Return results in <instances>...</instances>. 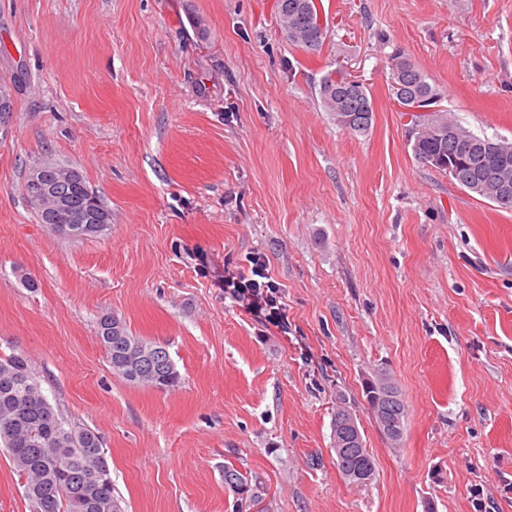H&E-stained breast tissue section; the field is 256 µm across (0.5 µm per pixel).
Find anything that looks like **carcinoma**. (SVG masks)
<instances>
[{
  "mask_svg": "<svg viewBox=\"0 0 512 512\" xmlns=\"http://www.w3.org/2000/svg\"><path fill=\"white\" fill-rule=\"evenodd\" d=\"M276 13L282 32L288 40L304 51L321 50L327 30L318 31L309 37L291 36L293 24L308 15L318 14L316 0H276ZM401 60L407 69L402 73V94L407 97L426 96L437 93L428 81V76L401 51L391 56ZM320 97L325 111L331 115L349 111L362 114V125L351 127L352 133L369 131L373 119V103L370 92L363 88L354 93L336 91L335 75L328 74L322 81ZM435 122L449 123L457 138H439L428 119L416 121L421 131L415 133L412 151L424 164H434L438 171L445 167L433 163L438 156H448L456 151V139H478L481 145L471 149L466 162L457 169L454 182L461 189L474 193L491 167L504 169L512 178V142L499 137L478 135L448 114H437ZM56 194L71 202L83 205L94 215L111 223L110 210L89 189L83 176L54 184ZM118 330L110 329L104 319L98 321V337L106 351L115 376L133 384H148L161 389L176 387L180 374L170 355H165L161 376L152 377L143 372L145 362L134 361V352L141 339L129 333L121 319H116ZM367 405L377 403L383 420L377 421L383 435L390 441L402 439L405 432L407 406L401 390L394 382L388 389L371 395L363 389ZM54 410L32 369L29 358L19 352L0 356V445L8 452L18 476L24 480L25 497L29 502L38 499L48 501L44 512H122L120 501L114 494L112 483L96 482L98 469L107 463L96 455L86 452L94 446L102 447L97 434L87 428L73 427L69 432H58L56 422L50 414ZM336 467L342 474L367 469L376 470V460L368 448H354L343 456L336 457Z\"/></svg>",
  "mask_w": 512,
  "mask_h": 512,
  "instance_id": "obj_1",
  "label": "carcinoma"
}]
</instances>
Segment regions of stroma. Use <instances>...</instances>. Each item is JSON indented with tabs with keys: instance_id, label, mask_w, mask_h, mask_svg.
Listing matches in <instances>:
<instances>
[{
	"instance_id": "stroma-1",
	"label": "stroma",
	"mask_w": 512,
	"mask_h": 512,
	"mask_svg": "<svg viewBox=\"0 0 512 512\" xmlns=\"http://www.w3.org/2000/svg\"><path fill=\"white\" fill-rule=\"evenodd\" d=\"M316 2L311 54L275 0H0V356L100 436L124 512H512V212L414 157L389 65L404 51L441 109L512 139V0ZM339 68L371 93L367 133L322 106ZM46 158L111 210L102 234L39 223L24 183ZM256 254L286 327L224 290ZM105 314L165 344L179 386L113 375ZM384 370L398 446L363 395ZM342 398L364 485L336 468ZM0 512H30L1 447ZM275 9L280 28L290 42L308 53L321 50L327 37V30L321 17L307 19V27L312 31L315 28L322 29L324 26L322 31H316L311 37L291 36L289 33L293 24L302 17L318 14L316 0H276ZM389 379V378H388ZM373 390L363 387L366 403L372 412V398L375 399L378 409L383 416L380 421L376 415L373 416L381 429L383 435L390 441L397 442L402 439L405 432V421L407 417V406L401 390L397 384L389 379L388 389H378L376 395H371ZM357 426L363 441V448L361 450L359 448H354L344 456H338L336 453V467L341 474H346L347 472H354L362 469H369L373 478L376 470V460L369 449L366 448V443L363 439V434L360 430L358 422Z\"/></svg>"
}]
</instances>
